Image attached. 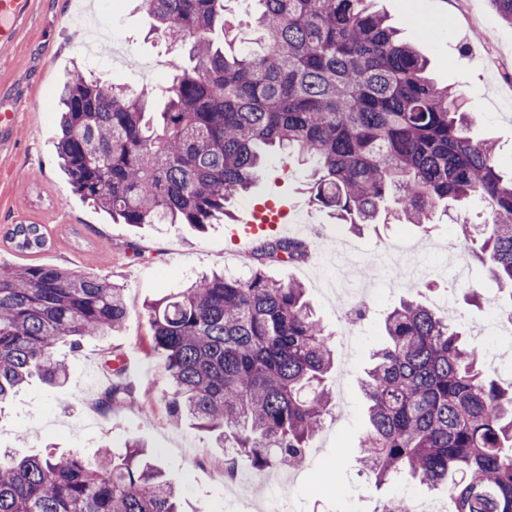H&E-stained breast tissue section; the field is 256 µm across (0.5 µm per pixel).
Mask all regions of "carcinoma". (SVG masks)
<instances>
[{"label":"carcinoma","mask_w":512,"mask_h":512,"mask_svg":"<svg viewBox=\"0 0 512 512\" xmlns=\"http://www.w3.org/2000/svg\"><path fill=\"white\" fill-rule=\"evenodd\" d=\"M231 0H142L165 40L188 49L165 87L133 92L77 71L61 86L57 155L72 189L124 224H217L233 196L262 175L258 146L315 160L308 202L351 229L433 223L455 208L471 258L512 312V176L495 146L467 135L476 113L427 76L428 60L400 41L370 0H251L266 43L226 56L210 34ZM166 100L160 124L147 118ZM479 196L489 231L478 238L462 204ZM10 242L40 250L38 224ZM302 239L265 242L243 278L204 275L147 306L150 348L162 355L169 417L217 433L257 472L306 458L332 415L328 377L338 354L296 282L271 279L263 260L312 257ZM128 316L125 289L41 264L0 266V401L39 377L62 385L63 342L111 336ZM385 343L362 390L368 429L359 460L384 484L396 477L452 489L451 512H512V386L481 367L455 321L417 299L384 316ZM105 410L134 399L123 352H108ZM0 512H183L178 491L137 442L89 460L68 452L0 453Z\"/></svg>","instance_id":"carcinoma-1"}]
</instances>
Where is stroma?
<instances>
[{
    "label": "stroma",
    "instance_id": "obj_1",
    "mask_svg": "<svg viewBox=\"0 0 512 512\" xmlns=\"http://www.w3.org/2000/svg\"><path fill=\"white\" fill-rule=\"evenodd\" d=\"M407 42L431 62L435 80L463 94L477 114L472 135L496 145L502 170L512 169V25L504 22L490 0H374ZM85 13L102 26L116 25L131 52L125 66H112L77 47L73 28L60 26L59 16ZM152 17L141 0H34L28 23L12 47L0 49V107L18 106L12 136L0 145V265L28 261L108 278L124 288L129 313L120 333L87 337L77 352L59 345L57 354L68 367V380L54 386L41 380L0 405V448L19 455L76 451L94 457L105 445L140 442L181 493L186 512H260L267 494L258 484L238 488L224 479V451L214 433L183 422H171L165 408L168 387L162 357L149 347L150 327L145 303L187 287L199 273L211 270L246 274L265 242L258 235L236 244L224 225L198 229L189 224H117L109 215L72 192L57 164L58 90L74 69L132 89L145 84L141 70L155 68V82L171 81L175 65L187 54L151 34ZM38 111H25L28 100ZM264 174L246 194L228 204L238 217L266 201L290 199L311 230L314 256L292 264L269 261L265 273L282 282L298 281L307 290L328 330H335L347 295L325 289L336 266L326 257L328 236L341 235L366 261L407 247L413 250L418 277L414 286L376 287L362 292L370 315L357 325L349 345L338 347L333 382L344 385L342 414L328 418L313 440V456L301 468L272 470L289 482L293 512H378L389 497L419 499L427 491L415 483L376 484L360 474L359 446L367 421L360 381L371 353L382 340V312L411 290L430 300L450 297L455 321L468 341L484 354V368L501 383L512 382V338L496 335L490 309L475 310L464 299L474 288L485 299L498 293L487 269L467 260V275H448L453 257L449 238L459 228L436 213L430 229L413 224H379L354 233L340 228L328 211L309 205L306 193L311 163L287 152L264 148ZM41 224L48 244L24 256L7 240L17 224ZM124 353L126 376L134 399L123 408L87 418L85 406L107 382L104 355L109 348Z\"/></svg>",
    "mask_w": 512,
    "mask_h": 512
}]
</instances>
